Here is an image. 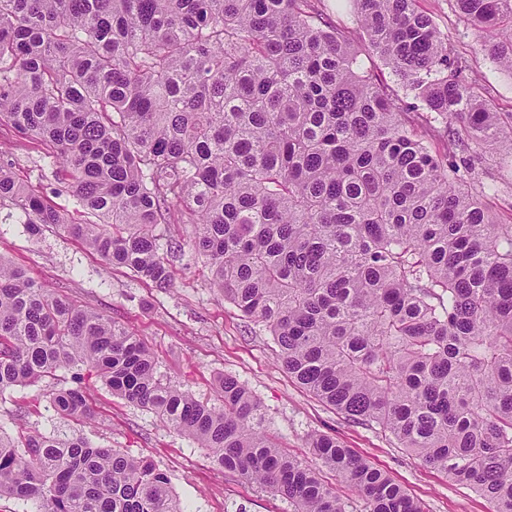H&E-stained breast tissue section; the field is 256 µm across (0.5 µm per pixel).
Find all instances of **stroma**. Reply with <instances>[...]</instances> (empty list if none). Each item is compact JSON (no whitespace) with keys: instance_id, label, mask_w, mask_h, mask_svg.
Instances as JSON below:
<instances>
[{"instance_id":"obj_1","label":"stroma","mask_w":512,"mask_h":512,"mask_svg":"<svg viewBox=\"0 0 512 512\" xmlns=\"http://www.w3.org/2000/svg\"><path fill=\"white\" fill-rule=\"evenodd\" d=\"M420 8L452 38L470 62L476 80L497 111L512 112V74L482 51L451 9L450 0H420ZM0 165L10 167L60 209L81 217L82 209L66 177L45 145L0 124ZM179 244L169 257L171 283L158 288L123 267H111L63 229L34 235L23 216L0 217V254L45 289L108 315L142 338L158 375L197 399L216 403L217 382L230 374L260 400L269 434L290 455L314 457L309 437H336L357 455L386 471L426 512H490L472 490L396 447L379 430L354 423L299 387L281 367L279 348L263 326L241 317L212 284L205 258L194 252L193 225L184 216L157 228ZM72 373L15 387L0 395V431L80 434L92 445L118 448L153 461L169 477L185 512H290L281 497L216 466L208 449L166 426L153 412L112 395L100 378L85 376L94 421L61 417L50 402L53 391L72 387Z\"/></svg>"}]
</instances>
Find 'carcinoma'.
Wrapping results in <instances>:
<instances>
[{"instance_id": "obj_1", "label": "carcinoma", "mask_w": 512, "mask_h": 512, "mask_svg": "<svg viewBox=\"0 0 512 512\" xmlns=\"http://www.w3.org/2000/svg\"><path fill=\"white\" fill-rule=\"evenodd\" d=\"M0 0V123L52 149L87 218L72 221L0 166V210L64 228L110 266L164 288L156 233L171 209L242 317L265 326L290 378L348 419L512 512V224L491 203L487 151L512 165V113L419 0ZM512 74V0H452ZM391 68L362 70L355 43ZM416 102L407 101V92ZM73 371L55 410L90 420L94 370L129 403L288 501L348 512L317 469L264 430L235 376L210 405L163 381L145 342L0 256V395ZM321 466L368 512H424L388 473L328 435ZM42 512H184L166 473L116 448L0 433V496ZM320 7L333 20H341L351 27L356 23L354 5L351 0H322Z\"/></svg>"}]
</instances>
